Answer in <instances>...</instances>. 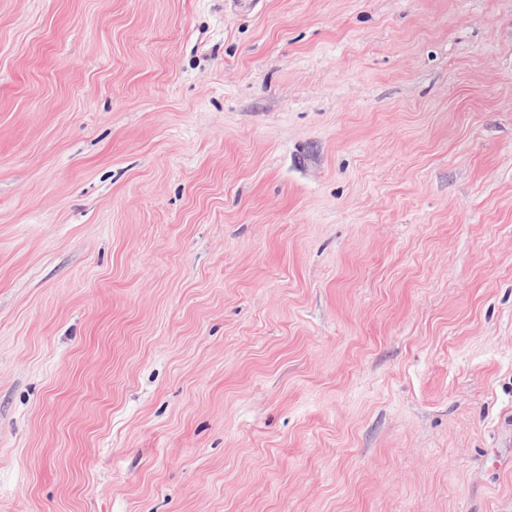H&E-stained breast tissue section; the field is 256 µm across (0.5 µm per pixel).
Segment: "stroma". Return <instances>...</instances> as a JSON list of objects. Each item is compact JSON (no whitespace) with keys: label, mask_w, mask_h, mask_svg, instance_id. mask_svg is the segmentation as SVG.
<instances>
[{"label":"stroma","mask_w":512,"mask_h":512,"mask_svg":"<svg viewBox=\"0 0 512 512\" xmlns=\"http://www.w3.org/2000/svg\"><path fill=\"white\" fill-rule=\"evenodd\" d=\"M0 512H512V0H0Z\"/></svg>","instance_id":"stroma-1"}]
</instances>
